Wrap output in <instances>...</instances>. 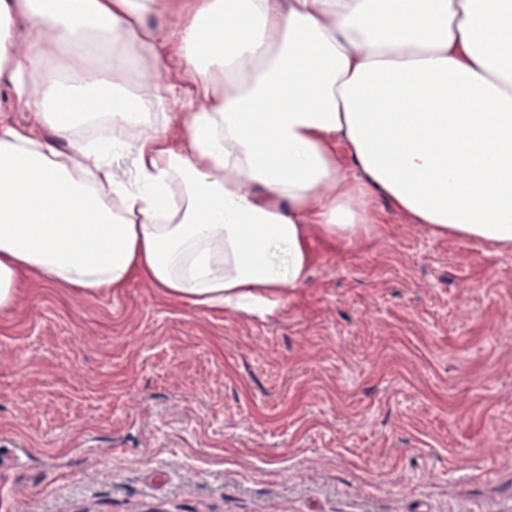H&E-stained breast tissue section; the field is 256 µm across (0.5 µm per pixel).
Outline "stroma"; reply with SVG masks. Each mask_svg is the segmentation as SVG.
<instances>
[{"mask_svg": "<svg viewBox=\"0 0 512 512\" xmlns=\"http://www.w3.org/2000/svg\"><path fill=\"white\" fill-rule=\"evenodd\" d=\"M372 206L262 318L33 280L0 314V512H512V250Z\"/></svg>", "mask_w": 512, "mask_h": 512, "instance_id": "stroma-1", "label": "stroma"}]
</instances>
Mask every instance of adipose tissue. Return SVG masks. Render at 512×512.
<instances>
[{
    "mask_svg": "<svg viewBox=\"0 0 512 512\" xmlns=\"http://www.w3.org/2000/svg\"><path fill=\"white\" fill-rule=\"evenodd\" d=\"M0 84V313L35 274L269 315L377 197L512 249V0H0Z\"/></svg>",
    "mask_w": 512,
    "mask_h": 512,
    "instance_id": "ef3b65f1",
    "label": "adipose tissue"
}]
</instances>
